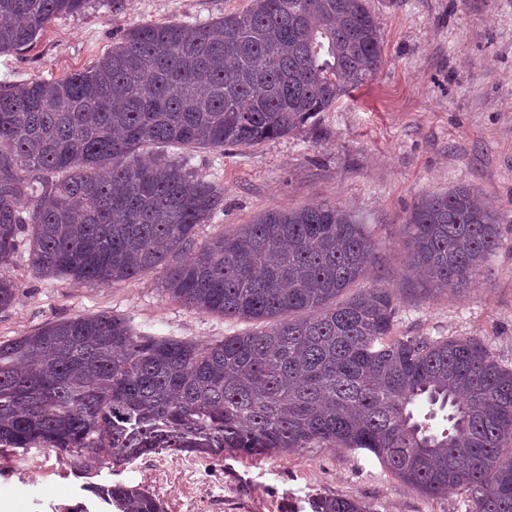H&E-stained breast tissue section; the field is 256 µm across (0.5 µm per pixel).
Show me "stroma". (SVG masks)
Segmentation results:
<instances>
[{"instance_id": "obj_1", "label": "stroma", "mask_w": 512, "mask_h": 512, "mask_svg": "<svg viewBox=\"0 0 512 512\" xmlns=\"http://www.w3.org/2000/svg\"><path fill=\"white\" fill-rule=\"evenodd\" d=\"M250 0H122L56 19L32 50L0 55V85L58 78L93 65L114 35L142 23L192 22L245 10ZM384 62L376 76L300 131L254 147L199 149L190 164L224 186V211L200 225L205 242L258 213L329 203L366 225L384 258L357 289L383 283L399 303L393 334L471 336L512 368V0H369ZM459 185L480 189L500 213L505 244L471 288L428 293L404 285L403 224L424 195ZM19 290L0 311V340L43 324L99 313L126 318L139 333L210 340L251 323L201 313L173 301L157 274L77 287L43 277L19 255L10 269ZM139 485L165 512H308L315 494L365 502L371 512H471L465 494L424 497L363 450L307 448L287 455L142 457L77 471L49 448L0 453V499L21 512L85 505L111 512L92 485Z\"/></svg>"}]
</instances>
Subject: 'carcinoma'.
Here are the masks:
<instances>
[{
  "mask_svg": "<svg viewBox=\"0 0 512 512\" xmlns=\"http://www.w3.org/2000/svg\"><path fill=\"white\" fill-rule=\"evenodd\" d=\"M95 0H0V55L32 49ZM383 42L368 0H250L210 20L140 24L95 64L0 88V311L5 273L29 266L77 287L151 272L190 309L258 324L194 340L139 335L115 314L75 315L0 340V451L52 448L131 463L162 452L279 455L362 449L427 497L512 512V370L474 337L389 339L384 285L344 294L379 244L335 204L270 208L196 240L224 185L189 158L286 137L373 79ZM479 190L424 195L405 219L425 290L489 272L500 218ZM116 512H164L136 485L94 486ZM311 512H370L317 495Z\"/></svg>",
  "mask_w": 512,
  "mask_h": 512,
  "instance_id": "1",
  "label": "carcinoma"
}]
</instances>
